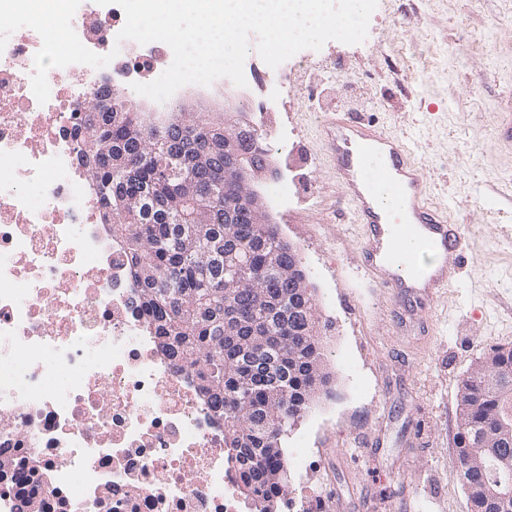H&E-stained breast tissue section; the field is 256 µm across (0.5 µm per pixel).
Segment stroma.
<instances>
[{"instance_id": "obj_1", "label": "stroma", "mask_w": 512, "mask_h": 512, "mask_svg": "<svg viewBox=\"0 0 512 512\" xmlns=\"http://www.w3.org/2000/svg\"><path fill=\"white\" fill-rule=\"evenodd\" d=\"M285 82L279 107L260 82L241 93L191 85L177 105L288 139L271 159L295 194L271 215L315 290L330 381L285 440L303 463L285 503L299 512L311 487L325 512H469L458 387L512 345V149L498 141L497 108L512 94V0H378L365 41H327ZM337 110L401 138L460 226L462 270L436 300L394 308L360 270L364 228L340 200L320 132Z\"/></svg>"}]
</instances>
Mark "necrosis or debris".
I'll return each mask as SVG.
<instances>
[{"label":"necrosis or debris","mask_w":512,"mask_h":512,"mask_svg":"<svg viewBox=\"0 0 512 512\" xmlns=\"http://www.w3.org/2000/svg\"><path fill=\"white\" fill-rule=\"evenodd\" d=\"M118 5L72 25L107 66L50 69L24 27L0 51V512H255L240 501L224 424L193 368L162 352L127 244L78 163L84 105L171 64L162 42L118 41Z\"/></svg>","instance_id":"4bbe7bcc"}]
</instances>
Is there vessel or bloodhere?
Returning <instances> with one entry per match:
<instances>
[{
	"label": "vessel or blood",
	"instance_id": "1",
	"mask_svg": "<svg viewBox=\"0 0 512 512\" xmlns=\"http://www.w3.org/2000/svg\"><path fill=\"white\" fill-rule=\"evenodd\" d=\"M322 136L335 161L341 195L365 226L360 265L394 305L430 300L456 281L462 249L458 225L434 207L419 164L405 143L363 118L337 112ZM433 252L420 267L406 241Z\"/></svg>",
	"mask_w": 512,
	"mask_h": 512
}]
</instances>
